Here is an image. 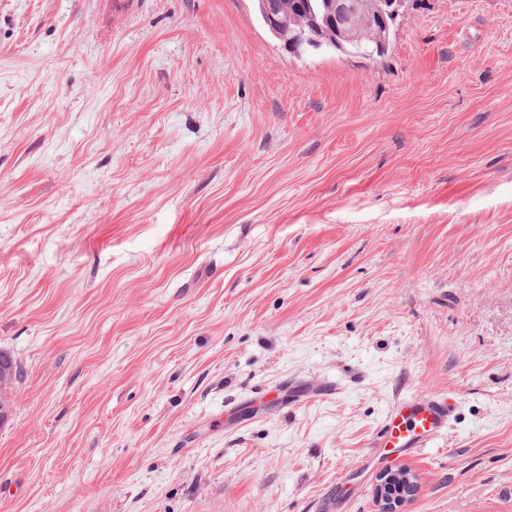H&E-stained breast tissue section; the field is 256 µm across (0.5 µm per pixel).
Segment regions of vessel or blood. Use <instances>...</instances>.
Segmentation results:
<instances>
[{
  "label": "vessel or blood",
  "instance_id": "1",
  "mask_svg": "<svg viewBox=\"0 0 512 512\" xmlns=\"http://www.w3.org/2000/svg\"><path fill=\"white\" fill-rule=\"evenodd\" d=\"M453 415L454 405L447 396L404 395L387 411L372 449H387L399 457L413 456L447 433Z\"/></svg>",
  "mask_w": 512,
  "mask_h": 512
}]
</instances>
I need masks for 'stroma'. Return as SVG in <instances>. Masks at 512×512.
I'll return each instance as SVG.
<instances>
[{
  "instance_id": "35a3bbf8",
  "label": "stroma",
  "mask_w": 512,
  "mask_h": 512,
  "mask_svg": "<svg viewBox=\"0 0 512 512\" xmlns=\"http://www.w3.org/2000/svg\"><path fill=\"white\" fill-rule=\"evenodd\" d=\"M0 512H512V0H403L384 57L252 0H0ZM339 384L290 405L288 384ZM445 395L419 397L407 394L398 398L387 411L381 428L372 441L371 454L384 450L386 455L411 457L448 431L454 403ZM390 448V449H387ZM419 476L408 467H388L381 471L374 487L378 512H407L417 495Z\"/></svg>"
}]
</instances>
